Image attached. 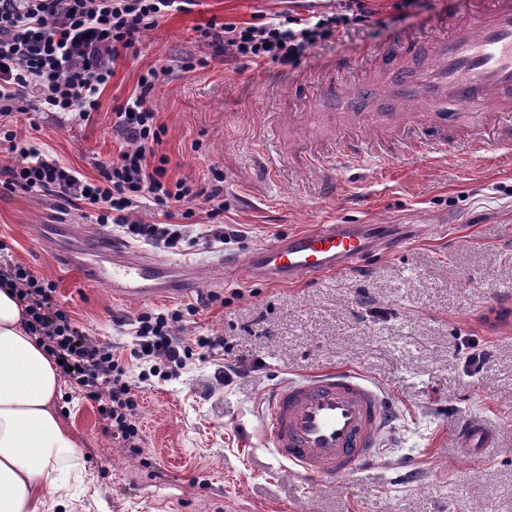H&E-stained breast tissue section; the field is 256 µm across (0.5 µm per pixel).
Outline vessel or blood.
Here are the masks:
<instances>
[{"label": "vessel or blood", "mask_w": 512, "mask_h": 512, "mask_svg": "<svg viewBox=\"0 0 512 512\" xmlns=\"http://www.w3.org/2000/svg\"><path fill=\"white\" fill-rule=\"evenodd\" d=\"M435 38L406 36L398 51L367 64L361 85L394 98L400 112L382 127L403 130V113L416 103L435 108L433 123L447 129L437 106L453 100L469 112L491 105L512 112V0H469L449 14ZM421 231L417 224H318L226 257L224 271L274 283L314 280L364 267L373 253L400 251ZM112 266L97 277L121 298L144 300L162 290L180 293L195 278L191 265L172 263L112 243ZM392 429L383 388L350 369L323 371L275 386L267 395L264 433L276 458L321 484L374 465ZM451 442L466 456L496 447L497 431L481 416L463 419Z\"/></svg>", "instance_id": "vessel-or-blood-1"}]
</instances>
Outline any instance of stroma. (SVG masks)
<instances>
[{
	"mask_svg": "<svg viewBox=\"0 0 512 512\" xmlns=\"http://www.w3.org/2000/svg\"><path fill=\"white\" fill-rule=\"evenodd\" d=\"M464 0H419L396 18L393 0H370V14L342 41L317 43L298 64L242 66L205 43L211 22L242 23L287 11H340V0H196L141 35L118 57L110 82L85 120L48 112L15 114L11 128L82 177L117 153L114 111L160 72L150 102L164 134L158 154L167 176L194 184L193 217L141 208L150 224H186L195 244L148 255L194 265L188 297L126 301L97 283L110 264L113 229L83 206L0 188V258L53 282L55 300L87 336L129 358L133 322L144 312L182 311L178 336H220L231 358L250 365L225 383L222 359L194 361L176 379L145 386L140 453L103 430L95 403L61 383L60 422L81 446L90 491L73 512H512V337H498L483 314L512 298V147L493 141L472 152L462 135L497 125L492 111L459 115L461 136L442 149L424 142L433 122L411 109L414 142L392 159L340 156L336 135L313 125L311 107L326 63H349L348 85L371 52L407 32H432ZM207 67L184 71L189 57ZM222 175L221 224L240 232L208 245L205 230L215 175ZM317 224H427L430 232L401 251L371 258L361 273L267 283L224 278L226 254ZM493 347L482 371L465 374L459 337ZM329 368L359 370L385 387L396 419L381 461L335 486H317L283 466L261 440L260 412L273 386ZM480 414L499 445L478 462L456 456L454 424Z\"/></svg>",
	"mask_w": 512,
	"mask_h": 512,
	"instance_id": "stroma-1",
	"label": "stroma"
}]
</instances>
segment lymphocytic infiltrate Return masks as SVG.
<instances>
[{"mask_svg": "<svg viewBox=\"0 0 512 512\" xmlns=\"http://www.w3.org/2000/svg\"><path fill=\"white\" fill-rule=\"evenodd\" d=\"M192 0H0V139L14 161L0 170V186L48 195L55 201L81 203L99 223L116 222L137 241L171 250L182 248L185 234L176 224L138 220L142 205L167 212L192 204L197 193L185 180L167 176V159L156 149L164 133L148 96L159 78L151 69L138 80L139 90L116 109L113 127L119 141L115 158L90 182L52 156L18 141L7 127L19 112H75L88 118L97 95L112 77V64L134 48L139 34L155 27L171 11ZM365 0H346L339 13L286 14L242 24L211 23L201 36L233 58L255 66L267 61L296 64L322 40H342L367 16ZM0 286L23 304L31 334L53 357L60 375L87 400L97 403L103 428L116 432L126 447L140 450L142 430L137 389L151 378L171 380L186 369L194 349L209 353L222 347L219 337L186 340L175 334L179 314L144 313L136 320L129 359L140 365L131 374L128 359L111 345L86 336L69 313L54 301L53 284L20 264L0 265Z\"/></svg>", "mask_w": 512, "mask_h": 512, "instance_id": "1", "label": "lymphocytic infiltrate"}]
</instances>
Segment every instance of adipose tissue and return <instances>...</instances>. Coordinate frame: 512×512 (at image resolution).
Segmentation results:
<instances>
[{"mask_svg":"<svg viewBox=\"0 0 512 512\" xmlns=\"http://www.w3.org/2000/svg\"><path fill=\"white\" fill-rule=\"evenodd\" d=\"M57 371L30 336L12 290L0 288V512H46L44 487L69 500L79 444L52 408Z\"/></svg>","mask_w":512,"mask_h":512,"instance_id":"ef3b65f1","label":"adipose tissue"}]
</instances>
